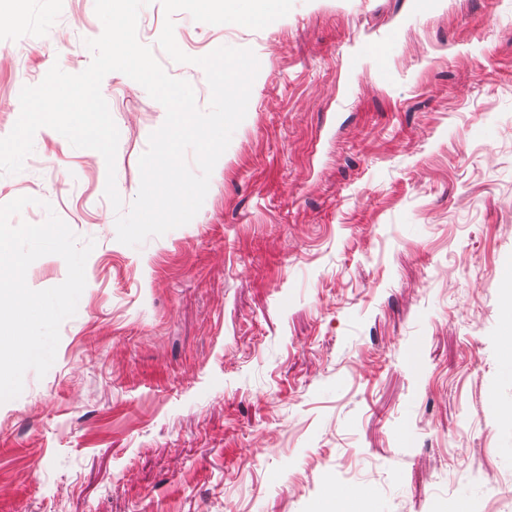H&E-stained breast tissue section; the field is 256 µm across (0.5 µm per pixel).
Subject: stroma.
Segmentation results:
<instances>
[{"instance_id":"obj_1","label":"stroma","mask_w":512,"mask_h":512,"mask_svg":"<svg viewBox=\"0 0 512 512\" xmlns=\"http://www.w3.org/2000/svg\"><path fill=\"white\" fill-rule=\"evenodd\" d=\"M0 137L23 87L92 60L95 0H0ZM139 41L197 106L202 68ZM180 49L253 50L245 119L194 219L117 240L164 107L101 84L100 153L39 129L0 205L94 241L45 376L0 404V512H512V0H294L261 30L173 16ZM388 41L384 59L375 50Z\"/></svg>"}]
</instances>
